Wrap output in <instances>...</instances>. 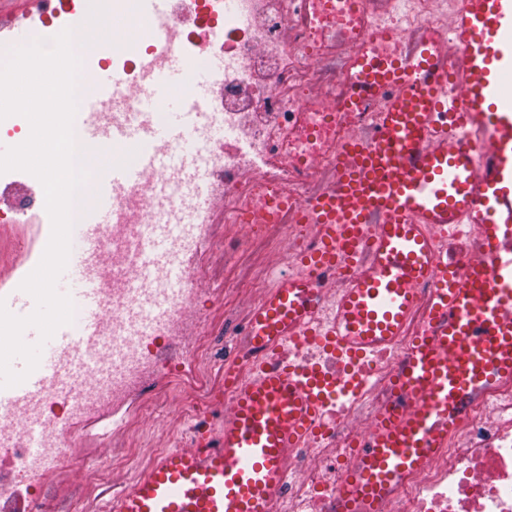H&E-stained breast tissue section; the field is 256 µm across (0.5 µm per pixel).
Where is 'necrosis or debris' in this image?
<instances>
[{
  "label": "necrosis or debris",
  "mask_w": 512,
  "mask_h": 512,
  "mask_svg": "<svg viewBox=\"0 0 512 512\" xmlns=\"http://www.w3.org/2000/svg\"><path fill=\"white\" fill-rule=\"evenodd\" d=\"M364 19L390 16L405 50L416 45L427 21L426 0H359ZM348 11L337 0H175L168 47L144 38L129 54L109 50L100 66L122 79L127 93L146 80L143 59L165 64L177 56L189 69L212 52L224 56L211 117L197 139L176 148L179 164L205 169L222 213L192 211V198L173 182L162 213L152 206L153 185L119 192L105 230L101 270L112 300L99 337L102 351L121 345L127 368L111 383L88 379L75 398L48 391L0 412V512H102L109 485L139 475L161 452L192 447L198 432L217 431L229 413L235 384L259 365L291 357L299 380L322 375L332 385L314 433L290 449L271 512H336V496L360 458L373 413L392 397L401 356L430 320L419 308L404 336L388 349L349 356L318 336H297L280 354L256 348L245 317L236 321L205 308L208 256L225 258L259 246L287 258L294 273H310L323 297L348 286L352 269L309 270L308 254L320 243L316 225L300 205L328 187L342 160L341 145L370 133L373 104L334 119L344 96V69L353 38ZM290 203L270 222L258 221L265 201ZM169 223V249L179 260L177 285L167 268H155L138 288L129 263L140 225ZM443 263L457 273L489 261L470 234L439 240ZM171 401L180 427L131 455L134 428ZM40 423L39 447L24 439L28 420ZM75 471L71 497L57 494L59 473ZM381 512H512V386L479 398L448 435L441 454L398 481Z\"/></svg>",
  "instance_id": "necrosis-or-debris-1"
}]
</instances>
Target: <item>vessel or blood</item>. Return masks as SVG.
I'll list each match as a JSON object with an SVG mask.
<instances>
[{
    "label": "vessel or blood",
    "instance_id": "1",
    "mask_svg": "<svg viewBox=\"0 0 512 512\" xmlns=\"http://www.w3.org/2000/svg\"><path fill=\"white\" fill-rule=\"evenodd\" d=\"M30 17L12 15L14 45L31 37ZM142 17L159 42L169 41L168 0H144ZM186 74L175 56L151 71L134 93L144 118L122 126L101 118L117 91L114 72L92 75L81 110L90 202L57 283L80 307L82 335H96L105 319L94 273L116 191L162 172L168 148L205 119L210 83L187 89ZM346 76L343 109L374 102L373 132L367 145L348 146L346 164L308 206L324 243L313 261L354 262L367 227L376 232L374 260L336 296L328 334L366 353L393 344L417 304L416 284L436 271L433 229L477 226L494 258L441 283L431 299L433 324L403 358L407 401L376 419L365 461L348 481L349 495L377 512L393 481L445 448L461 410L512 380V0H458L449 29L427 25L410 56L390 26L373 25L354 42ZM114 143L139 148L136 162L98 165L94 148ZM323 309L306 277L279 278L252 310L253 334L259 344L282 345ZM76 337L60 327L42 349L39 374L0 393V409L78 374ZM318 386L283 366L238 382L216 435L156 456L107 512H269L288 450L300 447L321 412Z\"/></svg>",
    "mask_w": 512,
    "mask_h": 512
}]
</instances>
